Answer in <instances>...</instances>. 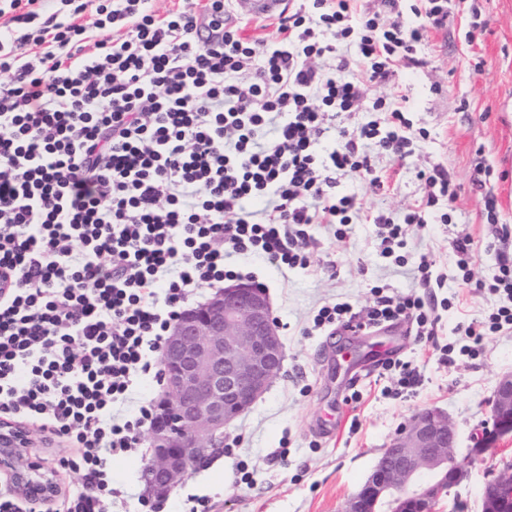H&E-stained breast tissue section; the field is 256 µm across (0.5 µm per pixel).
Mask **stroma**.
<instances>
[{
  "label": "stroma",
  "mask_w": 512,
  "mask_h": 512,
  "mask_svg": "<svg viewBox=\"0 0 512 512\" xmlns=\"http://www.w3.org/2000/svg\"><path fill=\"white\" fill-rule=\"evenodd\" d=\"M451 7L447 28L431 32L418 48L430 65L397 76L408 90L410 118L428 130V139L408 169L391 176V190L373 194L348 177L340 179L339 188L364 195L368 207L398 210L419 194L416 170L440 163L459 185L453 223L411 227L404 250L408 262L401 267L380 257L375 227L362 220L342 242L315 227L320 246L309 270L284 273L259 260L244 263L271 300L286 354L280 377L225 430L223 456L197 467L168 496L146 491L149 448L113 457L110 512H340L416 413L427 408L447 413L457 430L458 453L482 436L496 379L512 371V331L488 337L480 354L456 357L451 364L442 362L440 348L462 345L460 325L500 303L499 297L452 280V241L459 233L471 234L475 276L490 274L494 259L484 250L491 235L483 216L485 190L472 183L480 162L493 169L488 188L497 199L500 223L512 225V0H452ZM475 7L485 26L470 43L465 34ZM423 254L433 259L435 272L448 276L438 296L459 299L441 311L436 335H418L407 322L393 331H311L325 304L362 307L375 286L413 292ZM391 345L417 368L419 385L397 391L394 379L377 367L358 383L343 384L340 353L376 359ZM511 463L512 434L495 441L438 512H482L490 472Z\"/></svg>",
  "instance_id": "obj_1"
}]
</instances>
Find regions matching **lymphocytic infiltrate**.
<instances>
[{"instance_id":"lymphocytic-infiltrate-1","label":"lymphocytic infiltrate","mask_w":512,"mask_h":512,"mask_svg":"<svg viewBox=\"0 0 512 512\" xmlns=\"http://www.w3.org/2000/svg\"><path fill=\"white\" fill-rule=\"evenodd\" d=\"M0 8V418L37 426L64 447V512H105L113 456L135 451L154 408L127 409L155 368L180 308L199 290L242 278L241 257L281 271L308 269L320 242L345 240L366 218L381 257L404 263L410 227L448 224L457 184L436 163L417 170L421 194L401 213L368 212L338 191L348 176L385 189L374 160L405 164L426 129L407 94L375 95L399 71L422 68L417 46L448 22V0H297L277 36L246 35L224 0L203 12L157 15L148 0H63L68 20L38 0ZM94 8L104 36L87 42ZM30 43L32 58L17 54ZM369 113L349 127V118ZM495 264L475 279L474 241H453L458 284L504 298L464 329L479 354L485 337L512 330V226L484 195ZM417 292L371 289L361 309L330 303L325 327L407 321L431 336L445 277L420 256Z\"/></svg>"}]
</instances>
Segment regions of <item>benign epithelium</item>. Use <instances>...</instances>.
I'll list each match as a JSON object with an SVG mask.
<instances>
[{"instance_id": "1", "label": "benign epithelium", "mask_w": 512, "mask_h": 512, "mask_svg": "<svg viewBox=\"0 0 512 512\" xmlns=\"http://www.w3.org/2000/svg\"><path fill=\"white\" fill-rule=\"evenodd\" d=\"M166 386L147 434L144 469L150 491L166 495L197 465L224 453V428L245 414L280 375L283 343L266 291L247 282L227 284L201 305L184 310L161 353ZM494 431L512 433V372L497 379L489 401ZM30 438L0 426V471L16 489L43 503L56 494L47 473L32 470ZM446 414L427 409L402 427L340 512H435L439 500L469 474L488 447L476 440L460 455ZM483 512H512V468L486 481Z\"/></svg>"}]
</instances>
